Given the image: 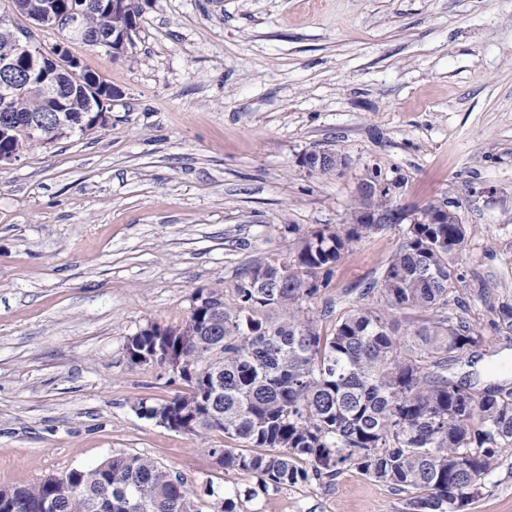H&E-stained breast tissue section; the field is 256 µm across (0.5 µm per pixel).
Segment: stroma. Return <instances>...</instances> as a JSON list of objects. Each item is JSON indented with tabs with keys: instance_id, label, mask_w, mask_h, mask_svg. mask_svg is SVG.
I'll list each match as a JSON object with an SVG mask.
<instances>
[{
	"instance_id": "stroma-1",
	"label": "stroma",
	"mask_w": 512,
	"mask_h": 512,
	"mask_svg": "<svg viewBox=\"0 0 512 512\" xmlns=\"http://www.w3.org/2000/svg\"><path fill=\"white\" fill-rule=\"evenodd\" d=\"M117 58L76 39L83 70L122 91L105 125L0 167V487L112 453L179 474L198 512L249 483L140 404L183 393L131 364L130 336L183 324L198 291H231L324 226L348 228L368 172L404 211L447 200L466 227L454 313L485 338L489 384L512 329V0H139ZM330 150L343 174L299 158ZM297 232H289V225ZM392 224L354 243L310 303L321 333L379 280L405 240ZM354 469L242 502V512H403ZM466 512H512V448Z\"/></svg>"
}]
</instances>
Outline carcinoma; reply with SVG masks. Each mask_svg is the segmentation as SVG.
I'll return each instance as SVG.
<instances>
[{
  "mask_svg": "<svg viewBox=\"0 0 512 512\" xmlns=\"http://www.w3.org/2000/svg\"><path fill=\"white\" fill-rule=\"evenodd\" d=\"M26 0H11L10 27L27 33L36 52L44 47L28 27ZM140 7L124 11L90 7L85 29L107 35L124 32L133 46ZM17 56L13 34L0 28V62ZM56 97L38 80L11 95L0 121L13 125L14 139L0 152H25L59 138L54 123L31 126L47 115L85 133L94 92L105 79L85 72L83 89L64 71L54 74ZM423 212L443 215L444 224H411L406 240L382 278L367 288L375 302L355 306L323 335L305 302L326 283L352 243L383 228L328 226L300 241L293 260L275 257L253 268L225 297L221 288L198 292L182 325L134 334L126 353L137 365L158 351L176 367L188 392L141 414L166 413L169 429L185 428L205 440L214 431L252 449L209 448L217 464L256 479V486L224 493L220 512H237L252 499L311 479L333 481L355 468L397 492L416 489L407 512H463L476 488L457 470L469 458L484 478L499 453L512 448V386L455 380L453 366L484 343L479 330L446 313L459 278L456 260L465 225L440 203ZM415 315L399 332L396 314ZM0 512H199L186 483L157 461L124 452L101 464L52 473L20 487L0 488Z\"/></svg>",
  "mask_w": 512,
  "mask_h": 512,
  "instance_id": "carcinoma-1",
  "label": "carcinoma"
}]
</instances>
